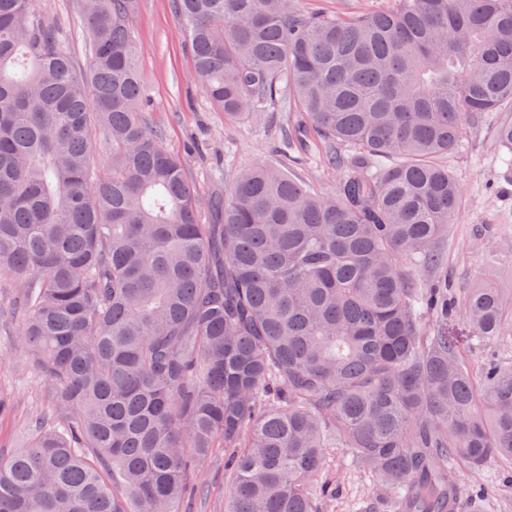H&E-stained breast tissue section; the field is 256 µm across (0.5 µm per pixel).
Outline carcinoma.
<instances>
[{"label":"carcinoma","mask_w":512,"mask_h":512,"mask_svg":"<svg viewBox=\"0 0 512 512\" xmlns=\"http://www.w3.org/2000/svg\"><path fill=\"white\" fill-rule=\"evenodd\" d=\"M393 2L175 0L214 107L293 93L342 172L318 193L262 163L204 202L142 117L137 0H81L83 69L35 0H0V275L52 392L0 457V512H183L219 443L224 512H323L330 448L390 512H449L460 469L512 461V364L468 367L441 252L461 204L441 159L512 110V0ZM496 137L511 166L512 123ZM464 310L472 347L512 335L500 289ZM390 0H303L302 8L307 14L321 10L349 11L356 9L381 10L391 6Z\"/></svg>","instance_id":"carcinoma-1"}]
</instances>
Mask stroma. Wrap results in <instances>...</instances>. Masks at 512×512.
<instances>
[{"label":"stroma","mask_w":512,"mask_h":512,"mask_svg":"<svg viewBox=\"0 0 512 512\" xmlns=\"http://www.w3.org/2000/svg\"><path fill=\"white\" fill-rule=\"evenodd\" d=\"M38 10L59 29L77 66L88 63L87 33L80 0H36ZM130 29L138 51L147 126L160 134L163 146L186 159V174L201 199L223 192L238 172L259 163L278 162L293 148L282 129L295 111L283 97L276 111L226 119L197 84L184 23L172 0H138ZM512 121V112H491L466 128L459 147L447 158L462 192L458 224L452 225L445 255L448 290L463 297L472 287L491 281L512 293V170L501 162L495 129ZM317 191H334L339 170L326 161L318 146L295 169ZM13 290L0 277V452L22 447L36 414L47 410L50 394L19 342L20 323ZM326 474L336 483L329 512H387L368 478L355 473L347 449H330ZM197 486L186 499V512H224L229 484L224 476V451L212 449L197 473ZM463 512H512V467L481 472L462 470Z\"/></svg>","instance_id":"stroma-1"}]
</instances>
